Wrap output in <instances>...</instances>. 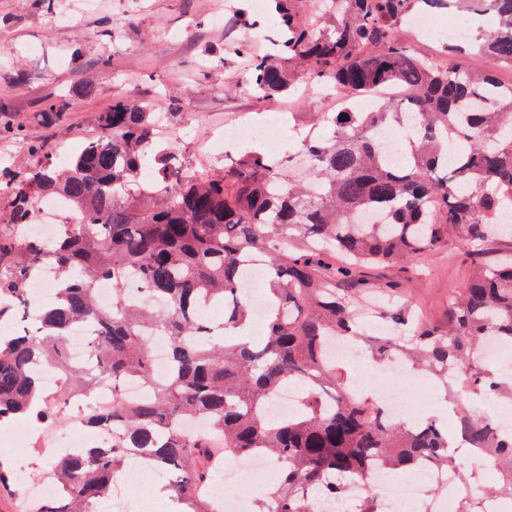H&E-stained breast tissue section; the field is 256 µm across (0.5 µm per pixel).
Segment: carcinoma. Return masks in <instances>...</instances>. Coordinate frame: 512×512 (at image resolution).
Listing matches in <instances>:
<instances>
[{
    "label": "carcinoma",
    "mask_w": 512,
    "mask_h": 512,
    "mask_svg": "<svg viewBox=\"0 0 512 512\" xmlns=\"http://www.w3.org/2000/svg\"><path fill=\"white\" fill-rule=\"evenodd\" d=\"M279 20L272 58L245 42L224 57L246 59L244 86L258 102L293 95L298 86L325 89L336 111L314 112L329 126L288 151V166L249 149L201 176L189 147L155 140L156 113L118 98L101 113L100 134L61 166L39 144L24 176L0 173V197L10 202L0 224V322L32 320L23 335L0 333V424L14 419L58 421L61 405L112 384V407L92 409L85 426L109 438L80 457L60 451L50 474L60 494L36 512H102L115 475L140 455L165 477L174 512H217L206 495L221 458L269 453L281 482L258 512H306L314 497L339 500L347 484L371 477L378 461L389 473L421 463L455 467L452 434L496 463L512 497V435L473 405L457 411L453 431L429 419L408 424L388 417L376 399L352 395L326 360L328 343L367 344L371 357L392 358L433 371L458 392L494 406L512 393V374L483 366L488 338L512 345V259L484 260L488 246L512 235V0H269ZM491 15V32L442 42L434 57L417 54L401 36L415 11ZM489 66L464 69L459 57L472 40ZM383 86H404L396 104L357 112L348 101ZM70 108L44 99L38 120L63 125ZM410 123V144L388 160L378 132ZM457 129L448 141V129ZM65 201L84 214L49 240L28 232L34 204ZM455 238L472 259L468 286L448 300V322L430 324L391 303L382 306L387 336H370L352 311L354 299L336 283L369 266L415 262ZM264 261L265 335L240 336L252 323L241 288L251 261ZM54 277L43 301L28 291L42 266ZM144 296L135 304L126 285ZM112 282V303L99 304L93 283ZM224 307V319H205L199 306ZM87 326L89 361L66 357L70 330ZM167 341L168 368L154 365L153 343ZM41 362L68 380L46 392L32 365ZM135 378L144 396L128 401ZM289 382L304 394L285 419L267 421L262 408ZM202 417L213 432L189 436L184 422Z\"/></svg>",
    "instance_id": "obj_1"
}]
</instances>
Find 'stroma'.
<instances>
[{"instance_id": "35a3bbf8", "label": "stroma", "mask_w": 512, "mask_h": 512, "mask_svg": "<svg viewBox=\"0 0 512 512\" xmlns=\"http://www.w3.org/2000/svg\"><path fill=\"white\" fill-rule=\"evenodd\" d=\"M56 0L58 24L36 9L33 0H0V105L15 124L22 126L21 140L0 138V164L24 172L33 164L28 146L41 143L49 152L68 157L71 149L100 131L99 116L116 98L134 96L151 103L165 120L158 136L178 138L192 148L208 141L213 130L240 120L275 121L284 147L309 129V115L332 111L331 102L299 96L276 98L260 104L237 88L245 62L222 61L226 42L257 38L262 52L272 49L273 18L268 8H251L255 28L215 23L225 0ZM110 58L101 68L98 61ZM24 81H13L16 72ZM94 93L82 97L84 85ZM71 105L69 120L47 127L36 118L47 96ZM471 262L457 240L427 257L421 275L407 266L367 269L378 287H391L404 302L431 322L443 323L448 295L465 288ZM420 418L447 421L450 417L445 391L437 377L423 374L415 385ZM28 446L16 453L0 450V464L12 476L35 478L48 469L52 455L41 444L33 427L16 423Z\"/></svg>"}]
</instances>
